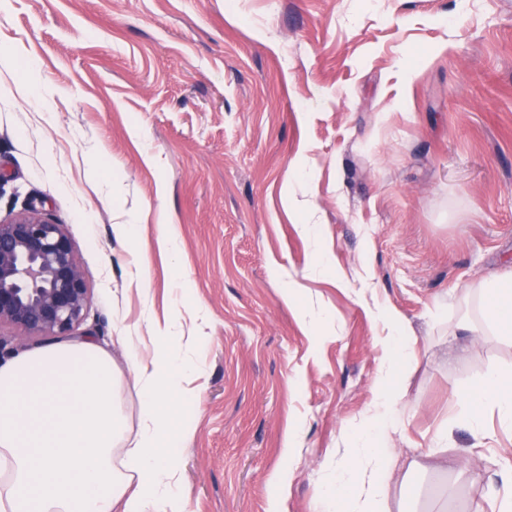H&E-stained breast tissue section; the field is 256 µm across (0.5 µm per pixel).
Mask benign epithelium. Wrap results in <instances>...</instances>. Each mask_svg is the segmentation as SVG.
Returning <instances> with one entry per match:
<instances>
[{
  "mask_svg": "<svg viewBox=\"0 0 512 512\" xmlns=\"http://www.w3.org/2000/svg\"><path fill=\"white\" fill-rule=\"evenodd\" d=\"M87 301L84 274L62 225L38 214L0 221V328L67 336Z\"/></svg>",
  "mask_w": 512,
  "mask_h": 512,
  "instance_id": "obj_1",
  "label": "benign epithelium"
}]
</instances>
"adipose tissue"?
I'll list each match as a JSON object with an SVG mask.
<instances>
[{
	"instance_id": "1",
	"label": "adipose tissue",
	"mask_w": 512,
	"mask_h": 512,
	"mask_svg": "<svg viewBox=\"0 0 512 512\" xmlns=\"http://www.w3.org/2000/svg\"><path fill=\"white\" fill-rule=\"evenodd\" d=\"M484 319L512 334V269L479 285ZM388 334L373 403L351 447L336 451L314 512H388L395 463L387 447L398 422L391 378L417 357V339L399 314H384ZM117 364L95 342L55 343L0 363V512H189L178 460L194 432L180 416L198 395L181 383L195 364L173 351L168 326L147 320L116 339ZM139 389L136 429L117 408L126 376ZM464 418L482 431V413L512 427V382L495 371L458 392Z\"/></svg>"
}]
</instances>
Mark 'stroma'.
<instances>
[{
  "label": "stroma",
  "mask_w": 512,
  "mask_h": 512,
  "mask_svg": "<svg viewBox=\"0 0 512 512\" xmlns=\"http://www.w3.org/2000/svg\"><path fill=\"white\" fill-rule=\"evenodd\" d=\"M24 50L59 94L44 118L0 74V219L63 225L88 288L75 336L119 361L114 336L151 317L198 366L191 512H312L373 399L378 308L418 340L392 380L390 512L512 486V432L476 437L454 400L512 377V336L456 333L480 317L463 286L512 267V0H0V53Z\"/></svg>",
  "instance_id": "1"
}]
</instances>
